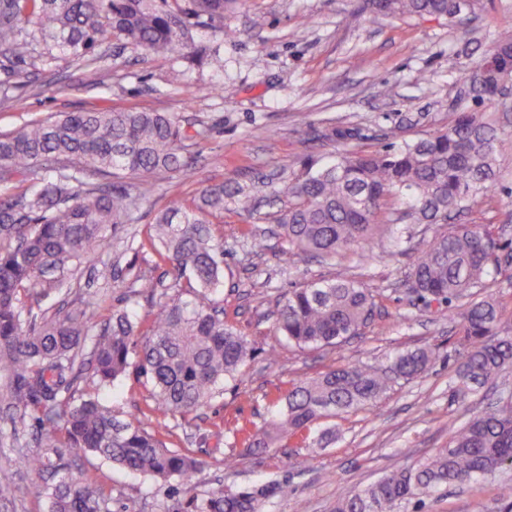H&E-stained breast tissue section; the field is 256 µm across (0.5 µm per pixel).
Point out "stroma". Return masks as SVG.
Listing matches in <instances>:
<instances>
[{
	"label": "stroma",
	"mask_w": 512,
	"mask_h": 512,
	"mask_svg": "<svg viewBox=\"0 0 512 512\" xmlns=\"http://www.w3.org/2000/svg\"><path fill=\"white\" fill-rule=\"evenodd\" d=\"M505 28L512 29V0H477L464 27L436 17L374 22L364 0H238L214 25L191 23L186 48L172 55L116 40L102 64L29 59L28 86L0 96L2 132L54 113L109 105L171 113L190 134L185 146L196 160L194 173H160L130 226L143 248L103 247L100 259L117 269V279L98 281L93 268L84 270L87 285L72 298L91 326L128 305L141 325H149L156 299L132 295L131 285L138 277L173 279L170 266L146 246L158 211L175 202L190 205L205 186L221 182L242 186L256 198L252 212L229 205L209 219L214 238L224 244V317L254 341L257 352L225 383L223 396L170 423V446L189 449L203 462L191 489H172L76 449L63 451L62 461L74 474L100 486L111 512H186L190 495L202 498L221 486L238 490L271 480L288 484L290 493L265 502L262 512H332L346 492L446 447L449 421L483 410L499 391H512L509 369L497 387L468 401L453 395L460 326L447 309L424 306L409 292L416 252L440 225H410L411 238L399 249L375 241L376 257L369 262L356 250L341 253L332 265L309 257L283 261L275 234L277 208L266 202L262 185L267 178L286 184L305 161L331 159L339 129L352 133L356 148L375 150L445 128L454 112L512 120V83L489 101L460 80L494 49ZM215 52L224 59L223 69L209 64ZM202 84L211 86L210 95H198ZM497 169L495 192L463 221L498 226L501 238L512 241V137L500 144ZM255 233L267 234L269 249L249 258L243 244ZM341 268L364 273L367 287L378 292L371 327L335 348L284 346L279 356L269 357L266 348L275 338L267 316L278 300L288 289L333 277ZM423 346L439 348L436 365L417 379L392 384L376 406L321 420V427L336 432L324 447L308 449L295 439L259 454L227 447L225 434L236 422L259 426L269 418L266 396L276 388L345 364L382 365L397 352ZM99 395L124 415L146 410L150 388L133 366L116 387L102 388ZM35 433L32 421H24L16 445L0 447V473L14 485L10 498H0V512H48L39 492L47 476L27 462L39 452ZM304 455L310 464L300 474L291 463ZM506 483L512 484L510 469L476 488L433 493L423 512H497Z\"/></svg>",
	"instance_id": "obj_1"
}]
</instances>
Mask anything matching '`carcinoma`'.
Returning a JSON list of instances; mask_svg holds the SVG:
<instances>
[{
    "label": "carcinoma",
    "mask_w": 512,
    "mask_h": 512,
    "mask_svg": "<svg viewBox=\"0 0 512 512\" xmlns=\"http://www.w3.org/2000/svg\"><path fill=\"white\" fill-rule=\"evenodd\" d=\"M235 0H0V70L26 77L20 65L34 47L26 28L37 29L48 56L100 62L89 53L117 36L154 54L186 46V17L212 23ZM370 18L446 16L472 12L475 0H366ZM512 78V34L498 36L495 50L469 75L474 89L493 98ZM505 129L479 112H455L448 128L390 143L376 151L342 149L323 164H306L274 190L288 198L277 217L283 256L332 262L343 250L370 253L380 229L399 240L398 224H442L469 210L497 185L496 156ZM187 133L167 113L101 108L50 116L0 133V182L29 174L32 190L0 199V377L8 388L15 424L32 415L36 442L45 452L33 468L53 473L43 487L49 512H108L100 488L76 477L55 457L62 448L88 451L126 471L167 483L189 484L203 461L160 439L167 421L199 410L224 392L255 353L254 344L224 320L216 295L224 286V250L214 242L205 216L229 203L250 211L240 186H206L190 207L177 203L156 214L151 245L175 272L158 289L137 279L133 287L159 295L140 348L136 314L112 317L93 335L85 312L60 309L36 320L22 302L31 291L50 305L73 290L72 275L94 262L109 235L131 223L162 171L188 174ZM136 180L117 186L112 178ZM390 200L404 205L380 220ZM501 241L488 224H453L429 239L412 262L411 291L426 306L437 304L460 319L462 349L452 378L464 399L512 366V333L502 327L497 302L479 289L503 273ZM187 278L182 286L181 278ZM376 293L358 277L339 273L291 288L273 312V333L299 350L338 346L373 321ZM136 360L150 385V414L117 417L96 393H80L83 374L99 386L122 377ZM436 360L419 348L395 353L385 368L344 365L279 392L259 428L231 429L233 444L265 450L298 437L320 445L329 430L313 433L322 419L373 406L396 379H414ZM448 447L413 467H398L376 482L337 498L334 512H401V508L448 486L477 485L512 468V393H500L483 412L450 421ZM288 484L241 491L220 489L194 498L190 512H258Z\"/></svg>",
    "instance_id": "carcinoma-1"
}]
</instances>
